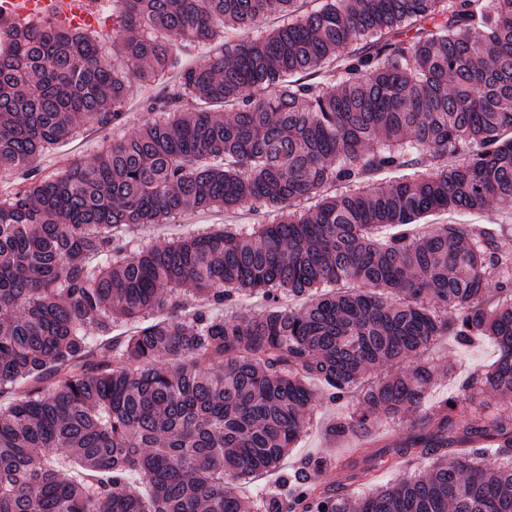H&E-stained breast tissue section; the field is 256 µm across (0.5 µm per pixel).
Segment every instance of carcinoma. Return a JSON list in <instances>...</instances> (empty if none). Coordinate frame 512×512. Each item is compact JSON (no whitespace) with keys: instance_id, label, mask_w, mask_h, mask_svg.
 <instances>
[{"instance_id":"obj_1","label":"carcinoma","mask_w":512,"mask_h":512,"mask_svg":"<svg viewBox=\"0 0 512 512\" xmlns=\"http://www.w3.org/2000/svg\"><path fill=\"white\" fill-rule=\"evenodd\" d=\"M303 2L112 0L125 73L93 29L0 18V170L14 176L0 189V512H243L234 481L294 447L308 379L340 399L440 336L491 339L495 362L461 391L512 394V262L475 224L413 232L430 214L512 203V0ZM273 15L290 21L147 97L160 118L41 173L77 125L122 118L132 81L160 83L175 46ZM325 66L336 79L313 80ZM246 206L279 219L137 247L122 233ZM187 286L200 308L165 315ZM283 291L310 299L286 309ZM245 292L269 308L225 315ZM128 321L144 326L111 336ZM435 378L427 361L379 376L335 426L367 436L420 407L414 431L358 449L370 465L351 463V480L410 460L427 472L353 502L298 480L268 512H512V416L457 396L426 407Z\"/></svg>"}]
</instances>
